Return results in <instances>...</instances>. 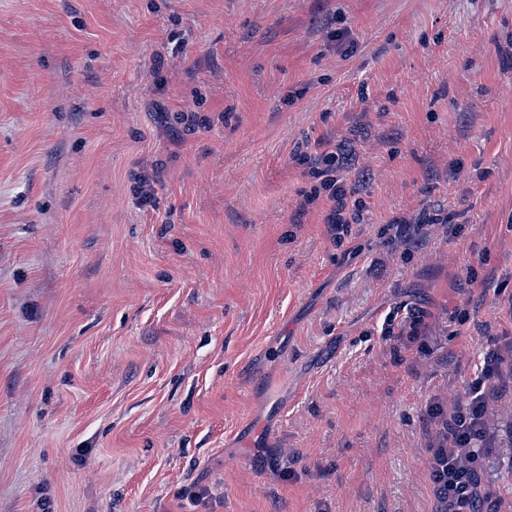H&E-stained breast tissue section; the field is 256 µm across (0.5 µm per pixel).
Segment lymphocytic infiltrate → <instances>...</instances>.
<instances>
[{
    "instance_id": "f902f5d3",
    "label": "lymphocytic infiltrate",
    "mask_w": 512,
    "mask_h": 512,
    "mask_svg": "<svg viewBox=\"0 0 512 512\" xmlns=\"http://www.w3.org/2000/svg\"><path fill=\"white\" fill-rule=\"evenodd\" d=\"M294 160L317 179L312 198L328 202L324 221L334 236L355 222L358 202L355 188L341 183L337 170L348 157L339 147L320 142L314 148L298 149ZM507 354L488 349L476 377L463 396L451 403H434L430 417L436 433L427 448V470L435 498V512H499V503L483 493L484 464L491 456H512V449L495 446L491 403L504 388L503 365Z\"/></svg>"
}]
</instances>
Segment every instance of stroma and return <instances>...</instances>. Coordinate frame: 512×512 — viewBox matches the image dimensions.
<instances>
[{"label":"stroma","mask_w":512,"mask_h":512,"mask_svg":"<svg viewBox=\"0 0 512 512\" xmlns=\"http://www.w3.org/2000/svg\"><path fill=\"white\" fill-rule=\"evenodd\" d=\"M510 341L512 0H0V512H433ZM293 159L306 167L312 178L319 180V185L314 186L311 191V200L318 199L321 194L325 196L329 203L324 216L325 224H328L330 232L334 234L336 243H341V235L347 231L349 224L356 222L359 206L354 198L356 189L336 179V170L344 168L348 156L338 146L320 142L314 149H310L308 144L303 150L298 147L293 153ZM511 349L489 348L464 395L447 405L436 402L429 415L436 433L427 450V470L435 512H499V500L482 493L484 464L493 455L509 458L512 448H496L491 402L503 390V365Z\"/></svg>","instance_id":"obj_1"}]
</instances>
